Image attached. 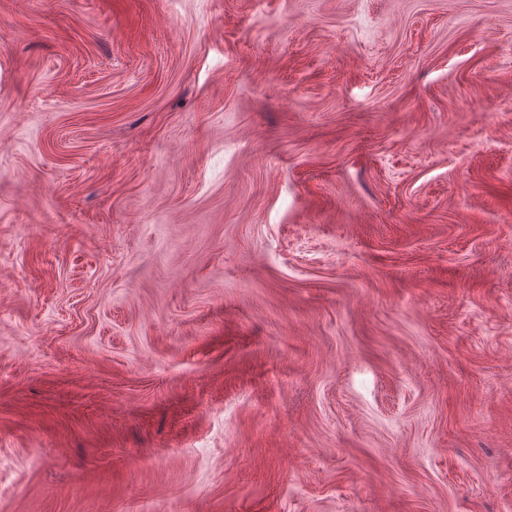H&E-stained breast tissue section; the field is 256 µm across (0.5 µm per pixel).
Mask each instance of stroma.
<instances>
[{"mask_svg": "<svg viewBox=\"0 0 512 512\" xmlns=\"http://www.w3.org/2000/svg\"><path fill=\"white\" fill-rule=\"evenodd\" d=\"M0 512H512V0H0Z\"/></svg>", "mask_w": 512, "mask_h": 512, "instance_id": "1", "label": "stroma"}]
</instances>
